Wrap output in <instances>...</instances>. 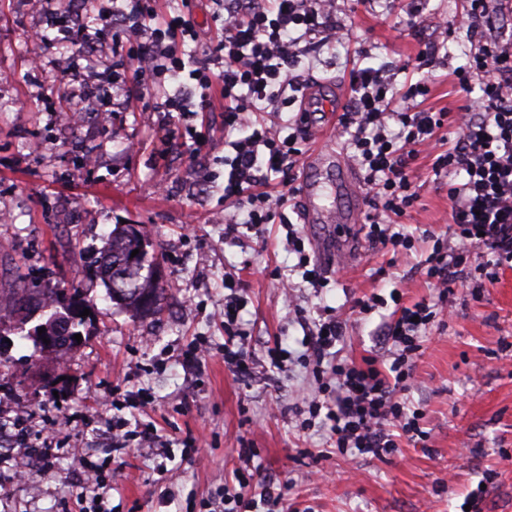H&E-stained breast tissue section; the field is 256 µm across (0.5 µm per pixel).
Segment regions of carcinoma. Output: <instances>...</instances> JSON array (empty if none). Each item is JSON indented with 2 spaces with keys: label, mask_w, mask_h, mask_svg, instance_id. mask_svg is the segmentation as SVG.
<instances>
[{
  "label": "carcinoma",
  "mask_w": 512,
  "mask_h": 512,
  "mask_svg": "<svg viewBox=\"0 0 512 512\" xmlns=\"http://www.w3.org/2000/svg\"><path fill=\"white\" fill-rule=\"evenodd\" d=\"M153 246L148 232L140 224H123L112 230L108 250L100 256L99 268L108 291L120 290L113 301L139 315H152L159 309L162 293L159 263L149 255ZM139 250L131 256L133 250ZM51 310L44 333L36 336L41 350L61 357L71 351L78 342L76 326L81 322L77 302L66 288H43L34 290L21 285L12 297L11 310L7 317L0 316V328L5 319L12 318L19 309L28 303ZM50 340L46 344L43 339Z\"/></svg>",
  "instance_id": "cac0c4a2"
}]
</instances>
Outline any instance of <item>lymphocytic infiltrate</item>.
Here are the masks:
<instances>
[{
	"instance_id": "obj_1",
	"label": "lymphocytic infiltrate",
	"mask_w": 512,
	"mask_h": 512,
	"mask_svg": "<svg viewBox=\"0 0 512 512\" xmlns=\"http://www.w3.org/2000/svg\"><path fill=\"white\" fill-rule=\"evenodd\" d=\"M223 22L215 49L185 51L199 34L189 13L172 10L157 19L149 0H121L112 8L85 0L75 15H60L55 32H41L49 48H65L69 57L86 46L105 41L111 29L121 28L133 78L116 72L113 82L132 80L173 83L164 101L168 112H206L213 92L224 99V130L231 133L233 150L225 158L224 231L274 222L287 223L286 208L295 198L292 170L302 150L297 136L280 137L265 111L294 105L305 90L300 68L309 45L341 38L336 26V0H213ZM463 92L479 87L475 106L435 111L421 107L427 85L418 83L402 102L389 97L391 75L382 68H356L350 76L352 108L339 119L350 128L347 146L364 169V188L374 201L367 214L368 235L392 250H410L413 236L399 229L400 218L418 204L419 189L413 166L421 147L432 146L439 130H448L447 149L435 153L432 170L448 179L452 202L447 239H435L426 275L438 288L437 301L423 299L396 306L381 327L388 347L386 359L369 355L338 359L334 354L346 327L344 310L324 306L315 314L299 311L309 325L301 340L302 358L311 368L316 392L305 402L297 430L326 432L333 453L386 457L402 444L426 445V412L408 399L413 386L414 360L423 347L422 332L466 283L462 272L473 254H482L479 268L494 280L512 265V42L483 44L466 66L455 69ZM398 124L389 133V124ZM281 175L284 190L272 196L265 187L271 175ZM224 300V363L241 375L252 374L253 358L246 338L235 330L243 301L238 281ZM282 486L267 480L228 483L212 512H278Z\"/></svg>"
}]
</instances>
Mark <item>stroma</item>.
Here are the masks:
<instances>
[{"label": "stroma", "mask_w": 512, "mask_h": 512, "mask_svg": "<svg viewBox=\"0 0 512 512\" xmlns=\"http://www.w3.org/2000/svg\"><path fill=\"white\" fill-rule=\"evenodd\" d=\"M72 0H0V292L20 277L45 288H74L90 313L82 341L63 358L41 352L19 331L0 349V512H78L80 456L120 466L124 478L105 493L112 512H204L238 466L241 443L256 448L254 479L284 485V512H462L477 486L480 512H512V268L485 283L479 297L458 296L452 320L426 330L415 363L411 401L426 410L427 447L404 446L390 459L332 455L318 433L299 436L295 404L314 389L301 363L241 378L224 365V325L215 315L228 290L224 276L246 282L241 328L250 352L265 361L273 340L300 351L304 331L294 311L350 307L354 298L399 289L403 304L436 297L426 276L430 244L416 243L395 266L357 227L360 253L329 277L326 288L300 282L298 257L284 247L287 228H243L224 235V101L211 111L165 117L163 92L148 89L135 111L111 90V129L94 112L61 122L46 112L43 91L59 86L62 62L34 35ZM464 0H338L342 41L309 50L308 83L331 86L351 105L352 68H392L393 89L425 82L424 105L457 111L476 94L459 90L451 73L478 42L460 30ZM444 49L434 65L418 63L422 46ZM421 200L402 222L420 237L444 234L452 203L428 154L414 166ZM144 225L160 255L161 311L138 316L109 299L95 261L120 221ZM387 275H380V267ZM299 282L285 293L282 279ZM391 307L352 315L339 347L361 358L380 351L377 332ZM195 342L206 361L187 362ZM122 395L105 399L113 387ZM155 427L170 456L154 458L130 442L113 451L111 419ZM58 424L55 457L26 482L13 481L21 450L41 447L44 420ZM205 436L202 462L185 440Z\"/></svg>", "instance_id": "obj_1"}]
</instances>
